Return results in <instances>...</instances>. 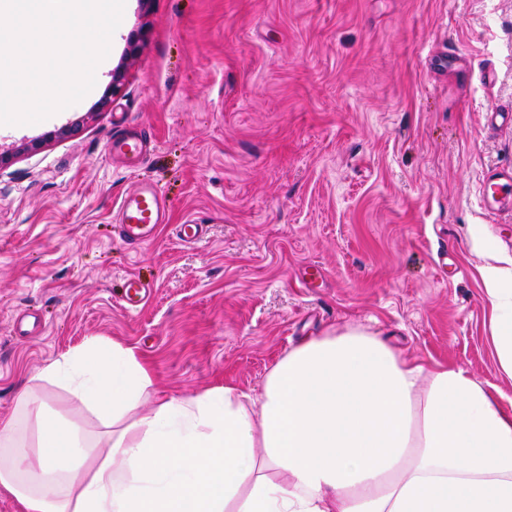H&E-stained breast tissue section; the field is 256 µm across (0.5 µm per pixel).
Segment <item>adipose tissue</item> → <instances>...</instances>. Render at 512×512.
Listing matches in <instances>:
<instances>
[{
	"label": "adipose tissue",
	"mask_w": 512,
	"mask_h": 512,
	"mask_svg": "<svg viewBox=\"0 0 512 512\" xmlns=\"http://www.w3.org/2000/svg\"><path fill=\"white\" fill-rule=\"evenodd\" d=\"M483 278L512 374V287ZM59 383L103 429L0 421V494L22 512H512V413L459 367L334 330L290 349L258 395L161 398L136 347L90 341L24 383Z\"/></svg>",
	"instance_id": "obj_1"
}]
</instances>
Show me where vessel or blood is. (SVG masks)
Masks as SVG:
<instances>
[{"instance_id":"1","label":"vessel or blood","mask_w":512,"mask_h":512,"mask_svg":"<svg viewBox=\"0 0 512 512\" xmlns=\"http://www.w3.org/2000/svg\"><path fill=\"white\" fill-rule=\"evenodd\" d=\"M118 217L123 239L140 246L154 240L159 225L167 221V212L159 192L152 186L141 185L123 197Z\"/></svg>"}]
</instances>
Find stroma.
Returning <instances> with one entry per match:
<instances>
[{
    "mask_svg": "<svg viewBox=\"0 0 512 512\" xmlns=\"http://www.w3.org/2000/svg\"><path fill=\"white\" fill-rule=\"evenodd\" d=\"M493 105L512 106V0H126L80 102L0 125V418L91 339L136 346L163 397L257 394L294 345L343 327L465 369L511 412L482 276L492 256L512 269V196L481 197L512 170ZM137 131L149 151L112 159ZM145 183L168 222L133 249L115 225ZM188 219L192 244L174 233ZM132 275L151 288L135 311ZM33 396L102 429L60 386Z\"/></svg>",
    "mask_w": 512,
    "mask_h": 512,
    "instance_id": "1",
    "label": "stroma"
}]
</instances>
